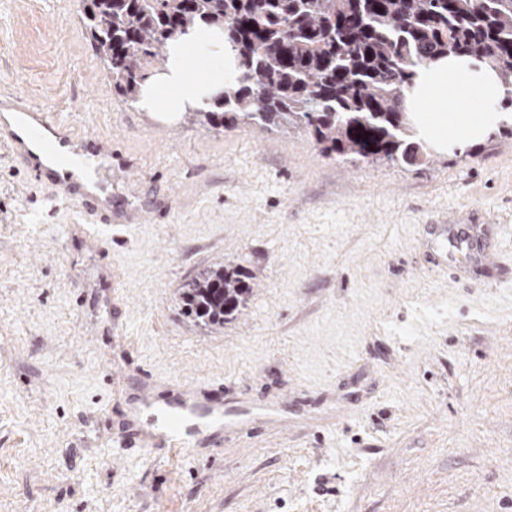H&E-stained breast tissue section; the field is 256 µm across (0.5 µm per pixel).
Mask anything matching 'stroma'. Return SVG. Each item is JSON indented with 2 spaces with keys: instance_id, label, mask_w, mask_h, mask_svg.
I'll list each match as a JSON object with an SVG mask.
<instances>
[{
  "instance_id": "35a3bbf8",
  "label": "stroma",
  "mask_w": 512,
  "mask_h": 512,
  "mask_svg": "<svg viewBox=\"0 0 512 512\" xmlns=\"http://www.w3.org/2000/svg\"><path fill=\"white\" fill-rule=\"evenodd\" d=\"M80 0H0V93L119 141L116 209L143 224L73 237L0 146V512H512V264H428L426 225H493L512 254V112L422 165L326 155L301 127L210 126L112 88ZM252 294L223 327L184 314L203 268ZM118 275L125 302L104 300ZM134 360L223 383L224 409L288 428L191 455H129Z\"/></svg>"
}]
</instances>
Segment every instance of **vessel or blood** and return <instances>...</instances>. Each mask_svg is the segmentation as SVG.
<instances>
[{
	"label": "vessel or blood",
	"instance_id": "1",
	"mask_svg": "<svg viewBox=\"0 0 512 512\" xmlns=\"http://www.w3.org/2000/svg\"><path fill=\"white\" fill-rule=\"evenodd\" d=\"M0 144L30 179L77 203L89 223L143 221L140 211L112 206L111 138L90 134L28 97L4 94ZM426 246L431 262L444 271L458 270L471 250L469 234L450 224L431 225ZM128 374L136 381L131 407L112 432L120 447L169 455L223 442L224 405L217 398L222 384L181 381L137 366Z\"/></svg>",
	"mask_w": 512,
	"mask_h": 512
}]
</instances>
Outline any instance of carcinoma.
Listing matches in <instances>:
<instances>
[{"label":"carcinoma","mask_w":512,"mask_h":512,"mask_svg":"<svg viewBox=\"0 0 512 512\" xmlns=\"http://www.w3.org/2000/svg\"><path fill=\"white\" fill-rule=\"evenodd\" d=\"M81 21L115 91L135 100L147 66L197 25L224 31L239 70L191 122L302 123L322 150L374 162L429 156L403 107L417 69L472 57L494 70L512 107V0H83ZM252 291L221 265L180 291L185 310L224 326Z\"/></svg>","instance_id":"obj_1"}]
</instances>
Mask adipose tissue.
<instances>
[{
    "mask_svg": "<svg viewBox=\"0 0 512 512\" xmlns=\"http://www.w3.org/2000/svg\"><path fill=\"white\" fill-rule=\"evenodd\" d=\"M208 56L218 69L214 79L196 80L190 73L193 59ZM237 71L224 50V35L200 25L174 41L166 69L143 88L138 105L148 112H182L208 105L215 92L233 85ZM503 87L497 74L475 59L450 58L418 70L406 92L405 108L417 114L422 132L445 142H463L480 134L499 115ZM478 100L456 125L439 115L448 99Z\"/></svg>",
    "mask_w": 512,
    "mask_h": 512,
    "instance_id": "ef3b65f1",
    "label": "adipose tissue"
}]
</instances>
